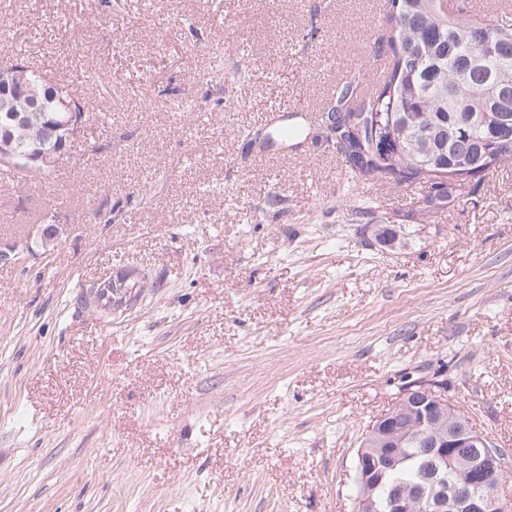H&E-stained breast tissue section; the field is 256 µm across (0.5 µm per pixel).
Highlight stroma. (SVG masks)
<instances>
[{"label":"stroma","mask_w":512,"mask_h":512,"mask_svg":"<svg viewBox=\"0 0 512 512\" xmlns=\"http://www.w3.org/2000/svg\"><path fill=\"white\" fill-rule=\"evenodd\" d=\"M126 3L0 0V51L106 123L56 167L69 206L0 186V512H353L369 425L437 373L512 470V167L381 243L355 207L404 223L417 186L239 136L370 82L380 0ZM131 268L134 306L81 305Z\"/></svg>","instance_id":"stroma-1"}]
</instances>
